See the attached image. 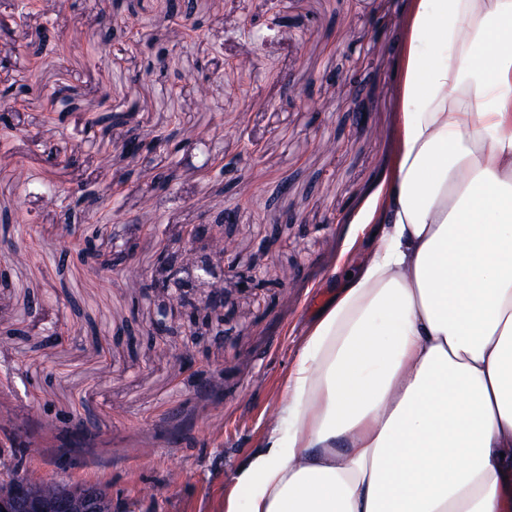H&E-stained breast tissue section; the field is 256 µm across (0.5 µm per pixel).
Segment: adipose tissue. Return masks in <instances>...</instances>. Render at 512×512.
Masks as SVG:
<instances>
[{"instance_id":"obj_1","label":"adipose tissue","mask_w":512,"mask_h":512,"mask_svg":"<svg viewBox=\"0 0 512 512\" xmlns=\"http://www.w3.org/2000/svg\"><path fill=\"white\" fill-rule=\"evenodd\" d=\"M369 249L224 512H512V0H413Z\"/></svg>"}]
</instances>
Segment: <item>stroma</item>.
<instances>
[{
	"label": "stroma",
	"instance_id": "1",
	"mask_svg": "<svg viewBox=\"0 0 512 512\" xmlns=\"http://www.w3.org/2000/svg\"><path fill=\"white\" fill-rule=\"evenodd\" d=\"M200 2L195 27L168 16L166 0H133L131 12L114 11L112 0H41V16L18 27L16 0H0V89L19 86L31 71L39 83L12 100L13 136L0 150V214L11 218L0 223V241L19 247L0 260V322L16 331L0 338V432L32 444L22 473L97 486L116 512H224L234 471L264 443L306 329L368 247L360 229L396 147L403 21L412 0H289L285 25L267 0ZM372 17L389 21L375 36ZM249 18L266 31L263 43L240 36ZM107 19L112 38L88 58ZM47 20L58 50L33 56L28 45ZM158 46L172 50L176 71L155 64ZM344 72L370 89L374 132L353 123L355 84L341 80ZM290 84L306 88L305 100L287 99ZM64 85L82 107L60 120L48 99ZM132 97L146 134L190 141L174 158L155 156V167L174 160L178 169L170 193L150 208L143 200L151 176L119 154L126 127H114L108 145L88 128L103 104ZM257 97L270 109L252 108ZM36 133L74 163L47 164ZM208 156L237 165L218 178L203 168ZM43 180L117 189L119 220L65 223L60 204L38 189ZM241 182L251 189L245 200L230 189ZM240 203L251 221L231 232L267 284L236 297L233 334L221 342L200 337L198 364L189 370L178 359L179 337H150L138 275L154 268L163 243ZM284 213L296 223L279 222ZM270 235L273 250L257 253L254 241ZM91 236L96 264L62 258V249ZM124 252L131 273L102 279L99 268ZM32 296L41 300L34 312ZM51 330L60 343H47ZM200 373L207 376L202 391ZM82 417L90 430L79 437Z\"/></svg>",
	"mask_w": 512,
	"mask_h": 512
}]
</instances>
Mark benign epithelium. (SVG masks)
Returning a JSON list of instances; mask_svg holds the SVG:
<instances>
[{
	"label": "benign epithelium",
	"mask_w": 512,
	"mask_h": 512,
	"mask_svg": "<svg viewBox=\"0 0 512 512\" xmlns=\"http://www.w3.org/2000/svg\"><path fill=\"white\" fill-rule=\"evenodd\" d=\"M350 112L356 124L368 126V95L356 91ZM249 223L244 211L226 209L219 221L193 226L181 241L168 244L155 269L141 275L151 295L149 331L155 336L180 333L178 354L186 363L196 356L198 336L229 334L225 308L237 291L260 283L259 271L241 264L236 242L224 230L226 224ZM26 447L15 436L0 437V512H113L112 497L98 488L34 483L19 475L18 459L9 449Z\"/></svg>",
	"instance_id": "1"
}]
</instances>
